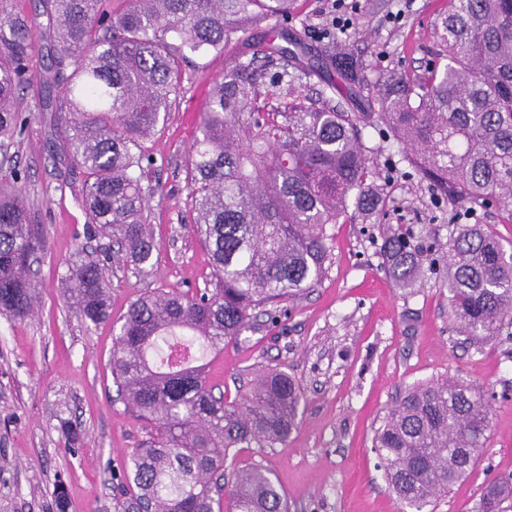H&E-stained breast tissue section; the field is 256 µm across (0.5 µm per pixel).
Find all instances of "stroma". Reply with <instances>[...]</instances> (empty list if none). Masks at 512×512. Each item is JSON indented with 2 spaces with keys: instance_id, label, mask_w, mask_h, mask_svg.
Instances as JSON below:
<instances>
[{
  "instance_id": "1",
  "label": "stroma",
  "mask_w": 512,
  "mask_h": 512,
  "mask_svg": "<svg viewBox=\"0 0 512 512\" xmlns=\"http://www.w3.org/2000/svg\"><path fill=\"white\" fill-rule=\"evenodd\" d=\"M447 0H358L342 39L358 48L368 79L398 70L422 74L436 58L431 25ZM331 0H294L286 26L311 53L327 44ZM226 56L197 60L188 70L154 136L142 149L154 160L149 222L157 249L151 276L112 258L111 240L85 238L79 199L82 174L65 153L68 133L39 109L37 74L21 90L30 122L9 152L27 176V200L43 232L32 315H0V512H58L57 482L67 512H113V471L121 470L147 431L117 395L109 360L112 336L129 303L147 291L210 287V264L191 229L192 202L184 165L211 82ZM380 165L386 191L384 223L409 224L423 244L447 245L455 211L427 182L409 176L405 150L392 146ZM332 261L314 288L288 301L278 324L258 322L223 352H206L208 381L227 400L240 398L252 376L288 373L304 394L299 423L272 448H243L233 467H258L284 491L289 512H398L372 438L399 393L449 374L476 382L492 397V422L482 461L465 482L434 504V512H480L485 486L512 480V337L472 347L452 325L448 289L438 279L396 288L384 267L376 226L335 224ZM110 257L112 319L85 326L66 303L61 282L78 248ZM75 417L84 434L68 447L60 418Z\"/></svg>"
}]
</instances>
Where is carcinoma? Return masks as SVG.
Here are the masks:
<instances>
[{"mask_svg":"<svg viewBox=\"0 0 512 512\" xmlns=\"http://www.w3.org/2000/svg\"><path fill=\"white\" fill-rule=\"evenodd\" d=\"M0 0V147L27 126L19 90L34 37L48 42L42 107L68 128V151L82 168L88 238L108 236L141 271L156 251L148 222L140 144L181 90L192 58L246 48L254 29L288 18L290 0H35L30 14ZM446 63L422 75L389 71L369 82L341 42L312 55L273 28L263 61L242 51L216 79L186 160L213 288L139 295L112 337L110 368L118 392L149 439L112 476L114 512H289L269 473L225 464L236 448H273L297 427L303 393L285 372L268 369L247 395L215 397L206 365L188 358L193 343L220 352L253 329L257 315L278 322L279 306L321 282L331 264V224L382 212L377 156L367 145L372 122L391 143L411 148L406 161L437 199L464 206L448 238V304L456 330L473 346L512 327V253L506 254L476 209L497 204L512 217V0H448L434 24ZM316 98L299 93L312 78ZM368 92L370 111L333 103L332 94ZM381 252L396 285L411 288L436 274L438 248L408 224H381ZM42 250L21 172L0 179V313L27 318ZM88 325L110 319L107 261L76 253L63 282ZM169 336L165 364L149 351ZM491 424L481 387L455 375L405 388L374 431L388 490L402 512L426 508L479 466ZM60 431L74 445L80 426ZM512 484L493 482L482 512H500Z\"/></svg>","mask_w":512,"mask_h":512,"instance_id":"obj_1","label":"carcinoma"}]
</instances>
